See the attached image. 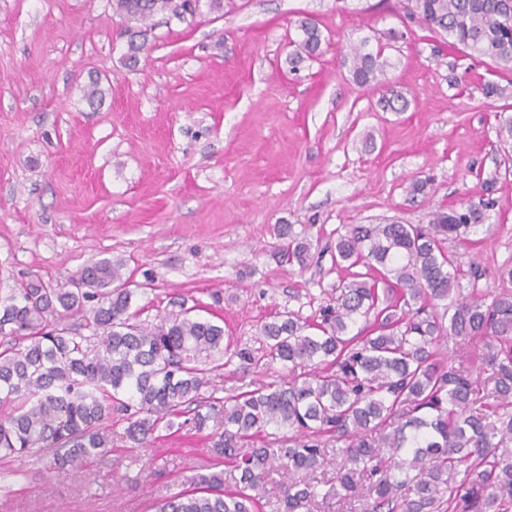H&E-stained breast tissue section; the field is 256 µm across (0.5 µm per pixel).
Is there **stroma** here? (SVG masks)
<instances>
[{
	"instance_id": "1",
	"label": "stroma",
	"mask_w": 512,
	"mask_h": 512,
	"mask_svg": "<svg viewBox=\"0 0 512 512\" xmlns=\"http://www.w3.org/2000/svg\"><path fill=\"white\" fill-rule=\"evenodd\" d=\"M306 17L322 52L294 65ZM153 22L132 67L112 0H0V299L108 258L141 321L218 290L225 336L255 350L274 313L329 304L346 225L425 226L491 177L483 227L448 249L484 286L512 266V140L496 120L512 114V69L448 47L403 0H226ZM359 44L387 85L353 81L345 57ZM95 79L92 105L82 89ZM488 82L502 95L485 97ZM394 91L405 111L383 109ZM281 224L311 241L306 267L277 262ZM123 432L110 455L60 472L41 454L0 460V512H147L197 474L234 483L206 434L137 448Z\"/></svg>"
}]
</instances>
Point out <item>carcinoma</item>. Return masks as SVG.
Instances as JSON below:
<instances>
[{
    "mask_svg": "<svg viewBox=\"0 0 512 512\" xmlns=\"http://www.w3.org/2000/svg\"><path fill=\"white\" fill-rule=\"evenodd\" d=\"M197 2L112 0L127 23L128 61L146 51L154 16L192 15ZM406 8L450 44L512 66V0H407ZM298 29L300 52L318 54L316 24L305 18ZM350 56L357 84L387 82L378 56L359 46ZM495 183L484 180L476 201L433 211L426 227H346L336 264L365 271L340 281L334 305L319 314L265 322L258 353L224 344V326L183 297L171 302L175 313L136 320L123 264L108 258L68 288L25 284L0 304V459L36 449L64 470L112 451L114 419L144 445L159 431H201L219 416L213 452L240 471L235 488L224 490L220 472L200 475L154 512H260L272 498L277 512L334 499L350 512H512V266L500 272V291H482L477 271L448 250V240L483 226ZM277 236L278 261L305 267L310 242L290 224ZM72 316L89 334L59 327ZM361 317L371 324L347 335ZM449 342L480 345L479 371L442 360ZM217 357L224 362L207 367ZM235 359L257 373L276 363L311 369L219 396L211 375ZM271 425L286 433L268 432ZM260 436L261 446L248 447ZM331 451L341 460L329 481L316 473Z\"/></svg>",
    "mask_w": 512,
    "mask_h": 512,
    "instance_id": "1",
    "label": "carcinoma"
}]
</instances>
